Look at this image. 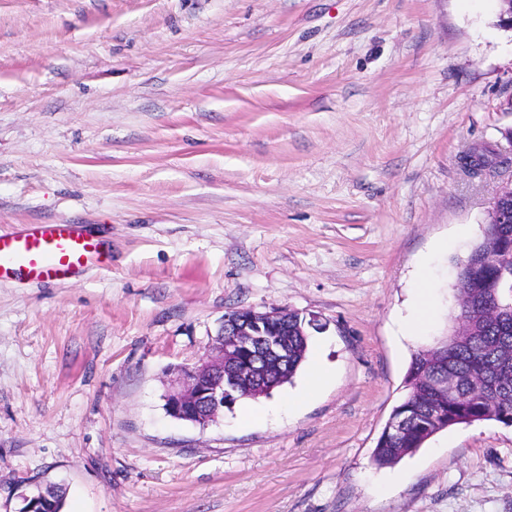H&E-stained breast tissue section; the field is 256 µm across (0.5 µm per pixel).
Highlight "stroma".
<instances>
[{
	"instance_id": "obj_1",
	"label": "stroma",
	"mask_w": 512,
	"mask_h": 512,
	"mask_svg": "<svg viewBox=\"0 0 512 512\" xmlns=\"http://www.w3.org/2000/svg\"><path fill=\"white\" fill-rule=\"evenodd\" d=\"M499 0H0V234L70 223L107 268L0 282V512H512V427L373 451L512 182ZM492 166L468 175L461 156ZM427 264L434 318L398 322ZM316 316L331 382L164 409L225 313ZM253 412L244 421V412ZM57 493L55 487L48 485L37 496L21 495V503L17 512H57Z\"/></svg>"
}]
</instances>
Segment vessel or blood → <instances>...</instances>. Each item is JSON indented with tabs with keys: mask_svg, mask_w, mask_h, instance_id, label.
Returning <instances> with one entry per match:
<instances>
[{
	"mask_svg": "<svg viewBox=\"0 0 512 512\" xmlns=\"http://www.w3.org/2000/svg\"><path fill=\"white\" fill-rule=\"evenodd\" d=\"M104 259L102 240L76 224H29L0 234V280L62 282Z\"/></svg>",
	"mask_w": 512,
	"mask_h": 512,
	"instance_id": "vessel-or-blood-1",
	"label": "vessel or blood"
}]
</instances>
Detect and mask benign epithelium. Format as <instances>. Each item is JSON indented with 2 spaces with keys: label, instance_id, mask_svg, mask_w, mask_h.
Instances as JSON below:
<instances>
[{
  "label": "benign epithelium",
  "instance_id": "7a95c632",
  "mask_svg": "<svg viewBox=\"0 0 512 512\" xmlns=\"http://www.w3.org/2000/svg\"><path fill=\"white\" fill-rule=\"evenodd\" d=\"M512 200V183L501 188L492 202L489 223L502 224L512 215L501 209ZM302 313L277 308L260 312L239 308L224 315L216 337L195 364L176 369L165 401L176 418L204 428L224 408L260 394L265 384L284 371L288 361V322ZM55 487L48 485L37 496L22 495L17 512H57Z\"/></svg>",
  "mask_w": 512,
  "mask_h": 512
}]
</instances>
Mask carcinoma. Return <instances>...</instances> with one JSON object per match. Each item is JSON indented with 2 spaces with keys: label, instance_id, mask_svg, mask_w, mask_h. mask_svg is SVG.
<instances>
[{
  "label": "carcinoma",
  "instance_id": "carcinoma-1",
  "mask_svg": "<svg viewBox=\"0 0 512 512\" xmlns=\"http://www.w3.org/2000/svg\"><path fill=\"white\" fill-rule=\"evenodd\" d=\"M492 250L512 254V223L495 225L494 236L483 237L460 261L457 315L464 316L467 331L414 353L408 393L390 414L402 428L396 434L382 429L374 449L378 465L399 462L448 426L482 421L512 426V260L494 263L487 258ZM488 307L499 309L496 320L484 317ZM288 348V375L279 386L290 382L305 361L308 331L303 323L289 324ZM442 376L455 380L446 395L433 386Z\"/></svg>",
  "mask_w": 512,
  "mask_h": 512
}]
</instances>
